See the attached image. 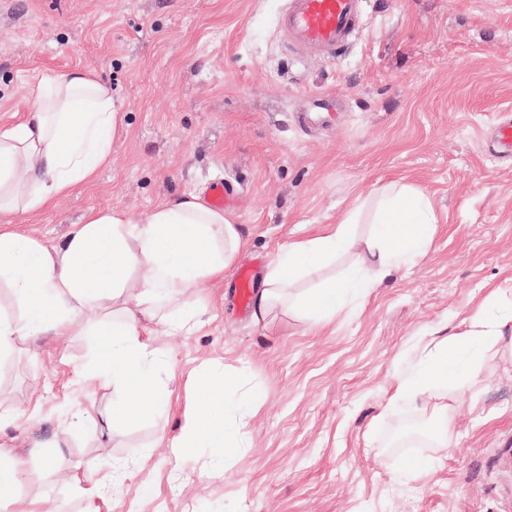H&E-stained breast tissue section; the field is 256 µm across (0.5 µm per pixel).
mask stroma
Here are the masks:
<instances>
[{
  "label": "stroma",
  "mask_w": 512,
  "mask_h": 512,
  "mask_svg": "<svg viewBox=\"0 0 512 512\" xmlns=\"http://www.w3.org/2000/svg\"><path fill=\"white\" fill-rule=\"evenodd\" d=\"M283 0H0V125L23 122L43 76H104L123 115L112 160L96 178L28 216L19 231L49 245L91 210L143 218L223 180L225 212L246 239L223 280L180 300L190 336L156 331L173 392L162 419H137L96 439L76 426L112 406L85 388L93 336L18 343L0 356V411L15 412L0 446L27 461L22 499L49 492L68 512H512L496 460L512 450V365L486 367L453 448L411 455L419 479L386 445L414 408L379 414L415 358V341L477 311L512 286V159L492 157L485 128L512 118V0H366L357 34L328 58L286 51ZM399 181L427 193L433 246L324 326L274 308L241 312L237 275L261 288L275 254L352 208L361 191ZM216 363L254 389L246 446L225 474L177 439ZM164 446H157V438ZM62 441L78 472L125 479L99 497L47 473Z\"/></svg>",
  "instance_id": "stroma-1"
}]
</instances>
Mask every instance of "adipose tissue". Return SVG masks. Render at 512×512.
<instances>
[{
    "label": "adipose tissue",
    "mask_w": 512,
    "mask_h": 512,
    "mask_svg": "<svg viewBox=\"0 0 512 512\" xmlns=\"http://www.w3.org/2000/svg\"><path fill=\"white\" fill-rule=\"evenodd\" d=\"M120 120L109 84L74 69L44 76L26 120L0 126V283L22 306L17 315H0V353L24 340L38 344L49 334L97 337L81 376L90 387L111 389L109 426L159 415L168 403L146 324L158 321L171 336L194 330L196 315L175 307V300L203 280L223 278L245 244L240 225L193 194L159 205L143 220L121 210L90 211L58 244L16 231L22 216L95 178L111 157ZM357 201L337 223L277 252L255 297L256 316L281 304L311 323L330 321L353 312L371 288L430 251L436 217L423 190L388 182ZM370 202L375 229L360 238L354 226L360 206ZM343 255L351 258L344 275L295 294L300 281ZM496 361L512 362V299L498 288L448 335L420 348L389 404L430 410L440 423L431 446H452L466 399L475 396L480 374ZM202 382L173 453L210 449L216 469L244 446L243 417L254 397L215 368L204 371ZM25 477L21 460L0 465V502L14 512H46L44 500L16 497Z\"/></svg>",
    "instance_id": "obj_1"
}]
</instances>
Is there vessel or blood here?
Masks as SVG:
<instances>
[{
    "label": "vessel or blood",
    "instance_id": "obj_1",
    "mask_svg": "<svg viewBox=\"0 0 512 512\" xmlns=\"http://www.w3.org/2000/svg\"><path fill=\"white\" fill-rule=\"evenodd\" d=\"M362 12V0H287L279 30L287 46L333 57L351 42ZM487 147L501 158H512V122L493 125Z\"/></svg>",
    "mask_w": 512,
    "mask_h": 512
}]
</instances>
